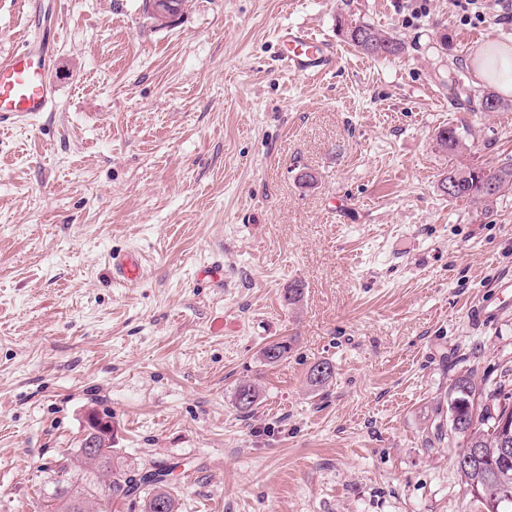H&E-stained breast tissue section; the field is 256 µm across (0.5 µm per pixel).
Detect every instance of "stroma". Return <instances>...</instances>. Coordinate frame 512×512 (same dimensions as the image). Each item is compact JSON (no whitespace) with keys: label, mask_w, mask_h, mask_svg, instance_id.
<instances>
[{"label":"stroma","mask_w":512,"mask_h":512,"mask_svg":"<svg viewBox=\"0 0 512 512\" xmlns=\"http://www.w3.org/2000/svg\"><path fill=\"white\" fill-rule=\"evenodd\" d=\"M41 9L62 26L55 107L0 128V512H40L45 464L92 411L118 456L170 468L179 512H481L447 395L461 371L512 369V291L492 286L512 279V197L485 213L439 183L512 155V98L472 112L448 93L512 20L449 0H186L163 29L145 0ZM33 20L0 0V51ZM343 20L404 52L359 53ZM288 26L337 66L290 75ZM462 124L464 149L440 148ZM130 249L144 278L124 288L111 257ZM319 361L334 374L314 387Z\"/></svg>","instance_id":"obj_1"}]
</instances>
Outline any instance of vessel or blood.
I'll use <instances>...</instances> for the list:
<instances>
[{
	"label": "vessel or blood",
	"mask_w": 512,
	"mask_h": 512,
	"mask_svg": "<svg viewBox=\"0 0 512 512\" xmlns=\"http://www.w3.org/2000/svg\"><path fill=\"white\" fill-rule=\"evenodd\" d=\"M56 39V32L47 27L37 38L25 39L12 52L0 53V126L23 124L40 113L52 111L56 100L52 76ZM277 42L283 67L295 75L320 76L336 65L338 50L334 44L317 39L302 28H282ZM142 274L137 253L113 255V281L133 285Z\"/></svg>",
	"instance_id": "obj_1"
}]
</instances>
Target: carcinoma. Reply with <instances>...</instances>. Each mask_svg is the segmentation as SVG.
Instances as JSON below:
<instances>
[{"mask_svg":"<svg viewBox=\"0 0 512 512\" xmlns=\"http://www.w3.org/2000/svg\"><path fill=\"white\" fill-rule=\"evenodd\" d=\"M345 41L373 58L396 57L404 50V43L395 36L365 22L342 24ZM504 103L492 92L484 91L474 112H496ZM436 140L440 147L457 151L463 137L459 128L452 125L438 129ZM450 183L454 192L450 199H468L488 212L506 194L512 192V158H506L494 167L462 165L442 179ZM290 345L282 340L263 350V358L276 364L288 357ZM509 371L503 379L489 385H477L470 372L460 374L448 391V413L469 424V432L459 435L460 448L455 466L466 491L479 502L485 512H512V462L497 456L498 441L488 433L493 414L501 409L512 411V389L509 388ZM248 394L251 401L244 405L236 402L245 413L257 405L258 391L254 384L244 382L235 392L236 397ZM86 433L95 436L97 447H112L109 420L94 414L87 420ZM41 512H114V506L140 499L144 512H178V504L171 489L163 485L161 469L135 479L129 465L117 459L116 454H85L81 448L59 455L48 468L44 482Z\"/></svg>","mask_w":512,"mask_h":512,"instance_id":"obj_1","label":"carcinoma"}]
</instances>
